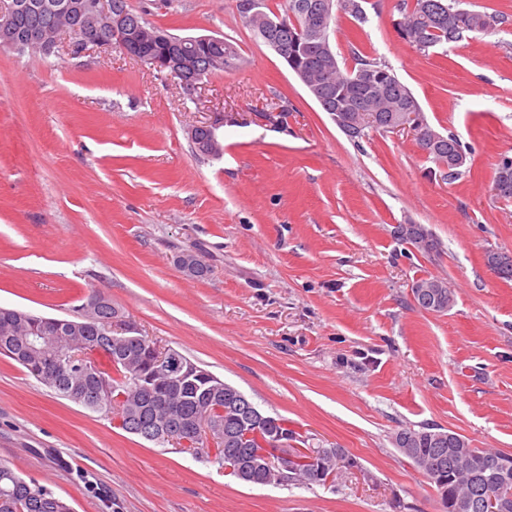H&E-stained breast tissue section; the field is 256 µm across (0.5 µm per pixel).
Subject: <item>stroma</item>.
I'll return each instance as SVG.
<instances>
[{
    "mask_svg": "<svg viewBox=\"0 0 512 512\" xmlns=\"http://www.w3.org/2000/svg\"><path fill=\"white\" fill-rule=\"evenodd\" d=\"M129 2L172 33L224 35L246 64L189 97L117 49L0 50V307L67 317L105 289L143 335L357 465L329 487L248 485L4 357L0 459L75 512H442L395 433L440 427L512 453V281L485 262L512 252V203L491 191L512 157V0H462L508 21L428 56L398 36L399 0L333 26L340 62L385 61L460 140L452 181L406 132L351 141L236 0ZM272 101L286 124L262 113ZM213 120L221 154L196 155L189 130ZM400 224L425 225L436 250L398 240ZM188 250L207 277L178 267ZM429 277L451 288L447 312L417 307Z\"/></svg>",
    "mask_w": 512,
    "mask_h": 512,
    "instance_id": "1",
    "label": "stroma"
}]
</instances>
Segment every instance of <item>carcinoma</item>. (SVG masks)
<instances>
[{
	"mask_svg": "<svg viewBox=\"0 0 512 512\" xmlns=\"http://www.w3.org/2000/svg\"><path fill=\"white\" fill-rule=\"evenodd\" d=\"M73 4L68 20L77 36L94 32L103 36L110 29L93 25L86 14L88 0H68ZM261 13L251 19L243 18L253 34L267 46L283 42L285 33L273 23L294 16L296 25L291 31L307 46L308 55L296 59L310 67V75L320 88L322 105L340 116L356 105L364 110L362 129L351 140H359L370 132L385 133V126L395 121L403 112L422 108L410 88L405 85L391 66L374 58L357 57L352 68L341 66L331 40L332 23L342 15L360 22L365 20L361 0H333L329 26L313 31L307 19L319 10L324 0H258ZM401 13L408 27V43L423 54L457 43L472 33H491L505 22V17L460 7V0H402ZM59 23L50 11L36 8L13 11L11 5L0 10V49L20 54H41L35 47L23 42L30 32L45 33ZM163 39L146 45L145 55H165L174 43L182 44L183 36L147 23ZM202 57H226L225 71L236 70L244 62L239 50L222 35H215L210 43L200 49ZM417 148L442 170L448 179L462 175L467 155L459 140L452 133L444 134L428 121L413 136ZM492 181L498 183L496 198L512 202V159L501 160L494 168ZM402 239L429 252L435 248L428 230L420 224L405 226ZM418 307L427 312L442 313L453 302L451 292L437 278H424L412 287ZM87 298L99 302L93 311H80L71 319L57 325L56 318L36 316L28 312L0 308V354L14 360L41 385L58 396L79 404L93 412L111 418L123 415L131 424L138 425L149 417L152 395L167 393L170 415L181 421H193L201 428H212L224 435H231L248 425L250 420L244 409L229 407L228 397L242 395L223 380L211 378L210 372L197 367L194 373L172 383L169 375L155 365L153 346L157 341L146 336L142 343L127 347L114 337L104 335V321L113 314L116 306L104 292L93 290ZM93 353L98 366L93 372L82 375L60 362L62 351ZM205 388L216 391L213 403L225 407L220 414L212 407L202 406L201 392ZM393 444L405 457L420 468L436 488L444 504V512H479L470 503L484 494L487 480L495 473L507 477L512 484V454L489 448H473L466 438L441 428L424 427L420 430H403L396 433ZM233 449L236 463L243 469L246 484H256L267 478V473L255 467L251 455L258 444L234 440L228 444ZM314 463L308 470L294 476V483L319 484L317 467L350 469L356 467L343 449L312 448ZM0 512H72V504L50 488L27 480L8 463L0 462Z\"/></svg>",
	"mask_w": 512,
	"mask_h": 512,
	"instance_id": "1",
	"label": "carcinoma"
}]
</instances>
